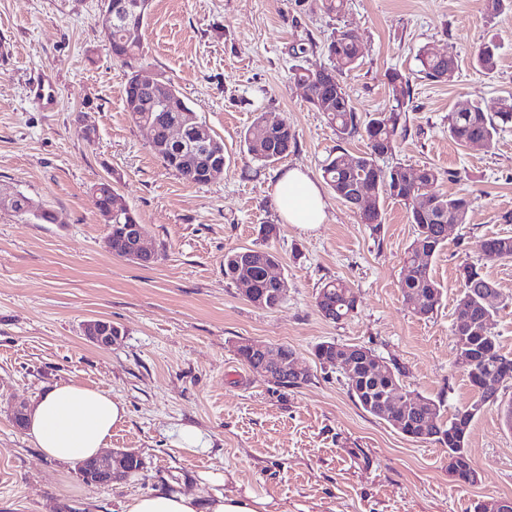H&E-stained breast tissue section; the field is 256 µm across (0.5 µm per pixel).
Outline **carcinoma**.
Returning a JSON list of instances; mask_svg holds the SVG:
<instances>
[{"label":"carcinoma","mask_w":512,"mask_h":512,"mask_svg":"<svg viewBox=\"0 0 512 512\" xmlns=\"http://www.w3.org/2000/svg\"><path fill=\"white\" fill-rule=\"evenodd\" d=\"M112 57L129 70L124 87V102L138 100L134 108L126 109L130 121L141 127L149 125L155 132L151 151L185 182L204 185L207 182V163L190 162L195 146L194 136L186 134L184 149L176 154L169 146L166 132L173 124L197 117L179 89H174L166 102L155 105L151 90L142 87L137 74L146 61L143 34L128 35L122 25H112ZM330 61L329 69L335 73L333 82L323 73L311 71L302 66L295 68L294 78L307 86V100L310 105L326 114L331 127L339 140L345 141L355 135L364 137L368 151L357 157L356 164L349 170L342 169V151L329 158L322 166V177L328 187L346 206H352L350 188L360 183L373 185L377 197H386L402 202L408 212L409 222L416 226V235L410 244L403 266L400 288L404 300L419 302L416 314L427 317L440 305L442 289L432 275L430 259L445 245L448 238V220L456 218L466 223L471 208V199L464 194L437 195L429 188L439 180L441 172L432 166H424L413 172L399 164L382 168L377 158L391 154L398 140L406 133V107L410 98V78L394 69L387 74L391 89L392 105L381 112L365 117L351 106L343 76L360 65L358 38L354 30L344 25L336 28L330 40L324 45ZM419 74L427 80H438L443 72L455 68L457 59L442 58L425 49L417 55ZM498 63V45L489 41L478 50L474 66L484 72L493 71ZM271 116L266 112L256 113L253 123L244 132V142L253 160L264 164L273 163L288 156L295 147V133L287 124L280 122L268 125ZM512 123V98L501 100L498 111L488 113L475 101L463 103L461 108L448 112V135L461 146L473 140L484 141V147L492 149L497 142L499 131ZM32 198L23 196L17 213L23 220H33L39 224H52L55 215L52 210L36 207L35 212L26 209ZM373 236H380L384 226L381 207L371 211L356 213ZM138 223L134 210L122 205L120 212L112 214V253L128 258V243L123 237L127 224ZM259 234L263 245L235 249L224 255V278L235 286L247 284L255 289V307L264 310L277 308L285 298L279 286L266 278L267 268L279 263L277 252L266 246V242L277 238L279 227L276 224H263ZM492 252L484 255L488 262L512 260V236H499L486 240ZM459 299L454 311L452 335L455 352L470 346L486 353L475 364L462 368L463 374L472 387L492 376L504 365H512V356L501 351L498 336L494 332L497 306L487 302L484 290L492 282L483 274L482 268L464 262L458 266ZM315 306L322 318L333 323L343 322L354 316L357 310V296L351 285L342 279H330L318 289ZM358 346L323 341L314 348V356L320 368L343 370L349 360L356 361L352 375L346 377L348 392L354 401L367 413L381 420H387L383 412L387 410V396L404 394L406 388L403 377L404 367L394 361H386L377 354L361 360L357 356ZM240 361L250 370L273 373L272 382L282 388H299L311 380L309 370L297 375L283 369H273L263 363L257 354L251 352L250 342L237 345ZM417 406L394 408L392 417L400 426V433L418 442H434L457 455L466 453V441L475 414L469 407L457 409L444 416V400L415 395Z\"/></svg>","instance_id":"cac0c4a2"}]
</instances>
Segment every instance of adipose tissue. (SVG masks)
<instances>
[{
    "instance_id": "obj_1",
    "label": "adipose tissue",
    "mask_w": 512,
    "mask_h": 512,
    "mask_svg": "<svg viewBox=\"0 0 512 512\" xmlns=\"http://www.w3.org/2000/svg\"><path fill=\"white\" fill-rule=\"evenodd\" d=\"M280 217L303 231L326 220L317 181L298 168L280 174L274 185ZM127 415L124 402L75 382L54 385L28 409V433L46 458L78 462L101 452L113 428ZM198 492L171 482L129 497L121 512H288L287 504L244 486L235 470L201 471Z\"/></svg>"
}]
</instances>
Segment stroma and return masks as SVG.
Listing matches in <instances>:
<instances>
[{
  "instance_id": "1",
  "label": "stroma",
  "mask_w": 512,
  "mask_h": 512,
  "mask_svg": "<svg viewBox=\"0 0 512 512\" xmlns=\"http://www.w3.org/2000/svg\"><path fill=\"white\" fill-rule=\"evenodd\" d=\"M101 0H0V45L13 48L0 65V189L52 209L56 221L35 224L0 207V512H118L124 500L172 480L195 490L202 470L237 472L256 492L309 512H475L477 504L512 498V431L497 406L472 422L466 448L478 482H454L448 451L405 437L361 409L338 370L320 369L323 341L363 345L406 368V390L443 398L446 412L475 392L454 365L452 336L459 296L457 269L483 266L507 303L494 331L512 354V261L488 263L481 243L512 235V125L494 149L462 147L446 116L461 100L488 112L512 95V6L488 16L482 0H346L342 15L324 0H152L143 30L147 67L175 83L224 143V172L206 185L183 181L152 153L146 129L124 110L127 70L103 40ZM357 33L360 66L345 80L359 115L392 100L385 75L411 79L407 132L381 167L398 163L460 172L435 190L465 193L466 223L451 228L431 269L443 296L416 316L400 282L415 236L403 204L381 199L384 229L373 239L330 188L327 220L304 232L281 223L277 173L297 167L321 179L335 149L356 157L362 137L338 141L324 113L292 78L295 65L327 64L322 46L337 27ZM499 46L490 73L473 66L479 46ZM309 45L304 58L293 47ZM453 52L445 80L417 73L420 48ZM50 76L56 104L30 99L29 84ZM291 127L296 146L269 165L254 161L243 135L255 113ZM96 130L85 141L80 122ZM109 178L147 230L159 257L143 267L107 249L91 188ZM275 224L270 246L288 282L273 310L252 305L224 277L225 253L260 244L259 227ZM348 281L355 316L335 324L315 307L327 280ZM105 318L121 330L116 343L88 342L84 322ZM286 345L311 372L298 388H280L241 363L242 341ZM79 382L124 401L125 422L108 449L139 454L143 468L108 486L84 484L71 464L45 459L12 422L15 404L32 403L54 384ZM198 427L207 442L178 448L179 430Z\"/></svg>"
}]
</instances>
